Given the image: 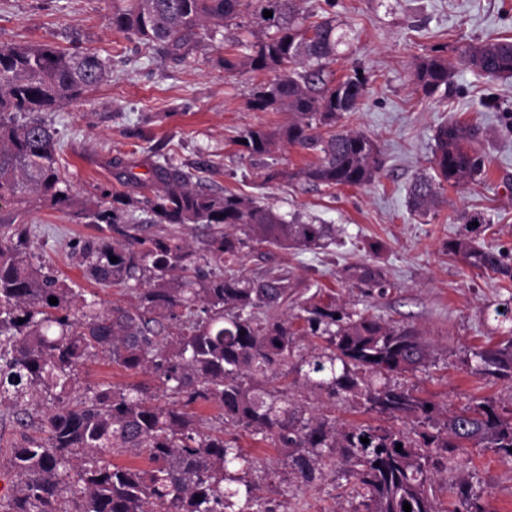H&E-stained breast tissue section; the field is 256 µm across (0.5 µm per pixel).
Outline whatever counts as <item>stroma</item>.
Wrapping results in <instances>:
<instances>
[{
    "instance_id": "1",
    "label": "stroma",
    "mask_w": 512,
    "mask_h": 512,
    "mask_svg": "<svg viewBox=\"0 0 512 512\" xmlns=\"http://www.w3.org/2000/svg\"><path fill=\"white\" fill-rule=\"evenodd\" d=\"M112 5L113 0H0V43L49 41L65 48L76 35L108 69L84 104L49 115L61 144L60 170L74 200L61 210L30 204L32 263L93 294L102 307L134 302L127 284L103 285L89 276L81 251L97 230L81 211L100 202L103 192L117 191L130 198L128 212L138 213L142 191L123 184L121 176L128 170L145 174L166 157L189 172L197 188L250 195L285 217L335 229V244L321 251L244 256L240 269L248 277L271 270L287 277L289 308L320 288L347 311L413 326L432 346L433 357L405 376V383L442 407L456 409L476 398L511 412L512 378L475 377L465 360L471 351L512 339V281L470 269L449 252L448 242L463 229L459 213H478L485 222L472 234L476 243L512 253V78L488 77L461 60L469 45L512 38V0H308L313 12L329 9L348 35L329 68L332 78L342 79L356 67L367 77L359 108L340 121L380 149L383 168L362 188H328L298 178V171L316 162L312 152L282 146L259 155L243 146L246 128L272 131L287 115L249 108L264 75L225 73L220 59L241 35L235 26L180 61L107 28ZM441 46L452 77L447 90L428 97L413 84V66ZM451 119L477 128L487 173L481 181L446 187L437 210L415 215L408 189L429 173L434 132ZM375 242L381 243L380 252L372 251ZM358 265L380 268L386 288L353 287L346 271ZM288 397L342 423L380 422L351 398L332 404L298 384L289 385ZM39 433L38 425L20 426L14 408L0 404V475L12 472L10 448ZM239 443L253 460L249 480L264 500L278 503L277 512L357 507L335 468H327L315 487L287 485L280 480L287 459L279 448L244 431ZM466 473L487 512H512V462L492 449L473 448Z\"/></svg>"
}]
</instances>
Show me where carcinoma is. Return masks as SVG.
Returning <instances> with one entry per match:
<instances>
[{"instance_id":"cac0c4a2","label":"carcinoma","mask_w":512,"mask_h":512,"mask_svg":"<svg viewBox=\"0 0 512 512\" xmlns=\"http://www.w3.org/2000/svg\"><path fill=\"white\" fill-rule=\"evenodd\" d=\"M302 0H121L106 26L137 42L185 58L202 41L235 21L247 37L242 53L222 58L224 72L275 73L256 87L249 106L289 114L273 132L244 131L252 154L287 144L318 153L299 172L327 187H363L382 166L376 143L336 124L355 111L367 78L359 69L330 78L346 34L336 20L314 17ZM273 16L264 17V11ZM463 62L490 76L512 77V40L471 46ZM452 66L445 49L420 58L413 83L427 96L448 88ZM106 75L104 62L77 47L49 42L0 44V403L16 409L27 425L29 402L43 394L56 403L41 415L44 438L11 448L20 476L5 512H273L256 496L254 484L229 472H246L252 461L231 430L243 429L288 452L284 481L310 487L332 465L354 485L363 512H439L435 476L457 471L449 487L453 512H486L464 474L470 448H492L512 461V415L489 400H471L455 412L441 409L418 389L391 382L412 373L432 355L419 332L378 317L345 311L334 301L279 313L291 296L287 279L248 278L236 269L242 257L263 247L325 249L328 226L286 220L275 209L231 191L194 188L187 174L166 162L143 178L127 171L125 181L148 189L140 201V224L126 212L120 193L104 192L111 205L85 211L100 235L83 247V262L101 284H139L136 302L104 309L94 300L76 304L79 293L28 259L25 205L37 195L64 208L71 189L61 176L57 131L44 113L85 101ZM433 177L416 179L409 206L425 215L443 202L444 186L475 180L486 159L467 127L450 121L434 136ZM148 224H170L165 236L145 233ZM204 230L203 254L183 231ZM448 250L477 270L512 279V263L478 246L467 235ZM116 257L111 262L110 257ZM360 284L383 287L381 272L355 268ZM58 303L52 305L49 298ZM311 339L295 354L297 330ZM102 357L133 374L158 382L87 388L73 403L77 372ZM471 373L512 378V340L471 352ZM325 393L328 400L354 397L366 413L391 424L337 427L327 414H306L288 393L263 389L280 375ZM199 403L218 413L207 426ZM410 422L411 437L396 426ZM369 442L363 443L361 439ZM402 445L396 451V445ZM130 454L145 466L106 460Z\"/></svg>"}]
</instances>
